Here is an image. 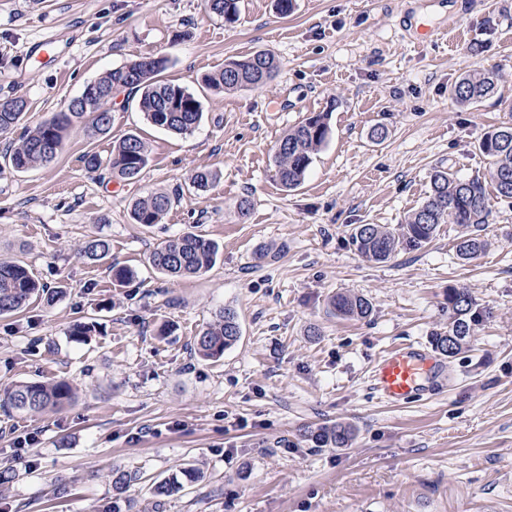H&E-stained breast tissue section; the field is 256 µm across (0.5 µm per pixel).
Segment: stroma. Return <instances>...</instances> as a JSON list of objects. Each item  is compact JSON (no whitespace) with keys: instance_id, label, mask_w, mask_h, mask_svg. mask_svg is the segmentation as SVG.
Instances as JSON below:
<instances>
[{"instance_id":"stroma-1","label":"stroma","mask_w":512,"mask_h":512,"mask_svg":"<svg viewBox=\"0 0 512 512\" xmlns=\"http://www.w3.org/2000/svg\"><path fill=\"white\" fill-rule=\"evenodd\" d=\"M437 28L413 43L405 12ZM258 50L280 62L257 89L217 93L201 81ZM168 57L164 80L203 105L191 133L156 128L137 98L117 94L112 128H73L60 154L25 172L0 171V261L25 264L61 294L0 317V392L20 381H71L76 401L19 415L0 409V512H102L112 472L130 473L129 512H512V199L493 198L488 246L461 262L463 227L383 262L351 243L358 224L403 223L443 167L489 181L481 138L512 125V0H241L237 22L203 0H0V99L29 110L0 135V155L107 69ZM499 72L496 94L463 106L451 96L468 72ZM330 133L303 184L275 178V145L312 114ZM387 137L372 138L375 127ZM151 149L141 176L87 171L127 134ZM208 169V191L187 177ZM167 193L147 228L132 202ZM192 232L219 246L207 272L170 278L152 252ZM107 239V259L80 254ZM271 248L261 257L262 248ZM134 270L121 283L112 265ZM465 288L481 317L449 359L444 389L401 406L371 386L381 353L431 345L448 328V290ZM365 296L373 312L337 317L330 298ZM241 338L204 360L193 338L224 308ZM91 322L87 340L74 323ZM342 422L345 448H316L303 432ZM26 450L28 465L14 455ZM198 481L157 506L153 483L181 470Z\"/></svg>"}]
</instances>
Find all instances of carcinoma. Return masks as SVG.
Returning <instances> with one entry per match:
<instances>
[{
    "mask_svg": "<svg viewBox=\"0 0 512 512\" xmlns=\"http://www.w3.org/2000/svg\"><path fill=\"white\" fill-rule=\"evenodd\" d=\"M210 12L234 23L239 17L240 0H211ZM165 56H148L145 62L135 59L103 72L88 82L95 97L88 103L76 102L72 111L56 113L50 120L26 131L14 148L5 153V165L24 171L53 161L61 150L67 131L79 119L91 118V127L100 134L109 132L112 124V99L116 92L127 90L139 95L140 111L152 125L177 134L195 129L203 116L202 104L187 88L162 80L167 69ZM276 56L266 50L243 59H235L224 69L203 77V83L219 92L257 88L271 81L278 72ZM498 71L464 75L453 87L452 96L460 104H475L494 94ZM27 101L17 97L0 100V134H8L27 111ZM329 134L327 115L317 113L306 118L280 140L281 150L275 154V177L287 190L300 186L306 176L312 155L325 143ZM480 150L492 158V182L497 197L512 199V126H502L488 133L479 144ZM150 161L149 146L137 135L130 134L112 146L104 158L97 153L84 155L87 169L102 167L125 181L140 176ZM216 174L197 169L188 176L196 192L207 190ZM171 204L170 197L156 192L134 201L131 209L135 223L145 227L159 224ZM492 215L491 197L484 182L464 179L445 168L431 174L430 191L424 202L404 223L395 227L380 224H359L351 234L352 244L363 257L386 261L401 250H418L430 243L443 224H461L470 233L460 237L456 255L470 260L484 251L488 242L481 236L482 228ZM109 243L102 238L88 241L84 256L91 261L105 259ZM219 246L195 233H184L166 241L150 257L159 273L171 277L197 275L208 271L217 261ZM58 291L42 284L26 266L16 262H0V316L21 311L34 296L54 301ZM331 305L336 316L365 320L372 314L368 299L359 295L338 293ZM475 302L465 288L448 289V330L433 338V346L441 355L453 358L471 342L476 322ZM241 338L236 311L226 307L218 318L194 337V352L205 360H218L224 351ZM76 388L66 379L53 382H21L4 392L0 408L25 414L59 409L75 401ZM317 448H345L353 439V429L343 423L322 427L309 433ZM178 479H164L153 487L158 498L170 497L181 490Z\"/></svg>",
    "mask_w": 512,
    "mask_h": 512,
    "instance_id": "cac0c4a2",
    "label": "carcinoma"
}]
</instances>
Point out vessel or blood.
Listing matches in <instances>:
<instances>
[{
    "instance_id": "1",
    "label": "vessel or blood",
    "mask_w": 512,
    "mask_h": 512,
    "mask_svg": "<svg viewBox=\"0 0 512 512\" xmlns=\"http://www.w3.org/2000/svg\"><path fill=\"white\" fill-rule=\"evenodd\" d=\"M445 370L443 358L415 343L393 346L379 358L372 385L380 398L399 406L414 398L436 395Z\"/></svg>"
}]
</instances>
